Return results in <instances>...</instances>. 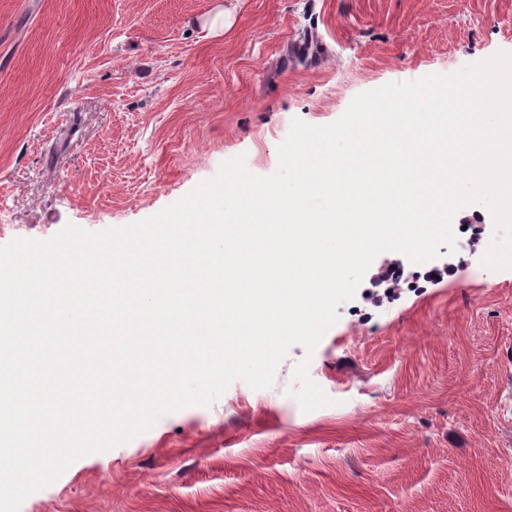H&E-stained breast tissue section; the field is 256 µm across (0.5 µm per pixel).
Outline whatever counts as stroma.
<instances>
[{"label": "stroma", "instance_id": "stroma-1", "mask_svg": "<svg viewBox=\"0 0 512 512\" xmlns=\"http://www.w3.org/2000/svg\"><path fill=\"white\" fill-rule=\"evenodd\" d=\"M512 53V0H0V245L160 212L293 120ZM444 267L380 253L317 345L328 406L234 380L209 406L73 462L19 512H512V270L461 209ZM416 286L372 305L396 261Z\"/></svg>", "mask_w": 512, "mask_h": 512}]
</instances>
